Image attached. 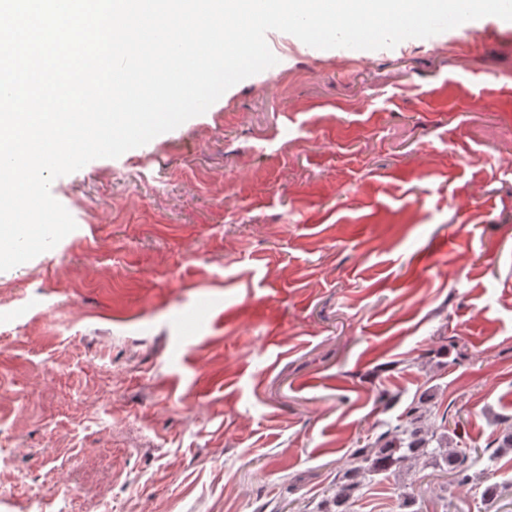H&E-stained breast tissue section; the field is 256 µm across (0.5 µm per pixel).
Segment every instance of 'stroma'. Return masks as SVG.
<instances>
[{"label": "stroma", "mask_w": 512, "mask_h": 512, "mask_svg": "<svg viewBox=\"0 0 512 512\" xmlns=\"http://www.w3.org/2000/svg\"><path fill=\"white\" fill-rule=\"evenodd\" d=\"M266 40L273 69L55 179L76 230L0 272V512H315L422 394L477 448L512 416V22ZM400 481L512 512L412 472L357 512Z\"/></svg>", "instance_id": "obj_1"}]
</instances>
